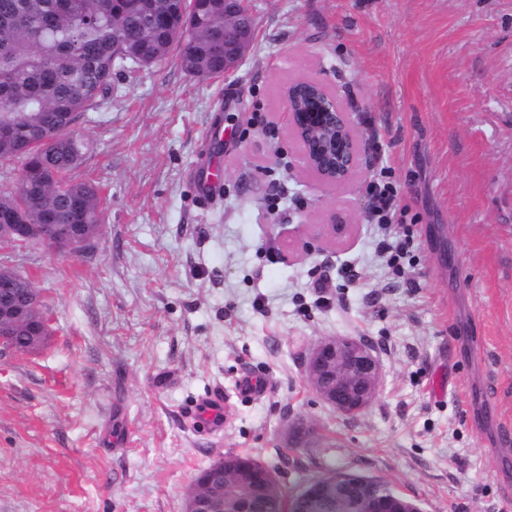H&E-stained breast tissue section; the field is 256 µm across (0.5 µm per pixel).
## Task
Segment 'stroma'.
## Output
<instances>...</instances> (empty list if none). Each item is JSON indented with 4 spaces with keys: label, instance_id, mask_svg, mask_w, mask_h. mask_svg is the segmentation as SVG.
I'll return each mask as SVG.
<instances>
[{
    "label": "stroma",
    "instance_id": "obj_1",
    "mask_svg": "<svg viewBox=\"0 0 512 512\" xmlns=\"http://www.w3.org/2000/svg\"><path fill=\"white\" fill-rule=\"evenodd\" d=\"M253 6L233 76L192 77L173 51L79 122L91 149L72 175L106 198L90 248L9 255L49 334L0 355V512H184L196 474L232 453L291 495L336 469L422 512H512V0ZM298 78L353 110L348 183L320 185L288 134ZM378 180L401 222L367 223ZM332 219L335 239L315 237ZM406 231L397 277L376 244ZM328 336L380 360L358 413L304 380V349ZM244 376L266 391L239 395ZM214 394L217 433L192 417Z\"/></svg>",
    "mask_w": 512,
    "mask_h": 512
}]
</instances>
